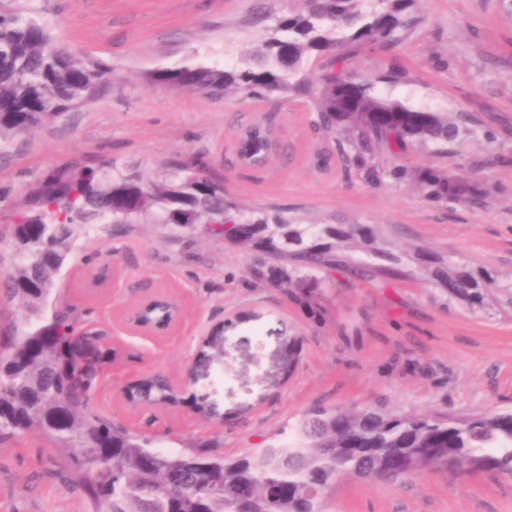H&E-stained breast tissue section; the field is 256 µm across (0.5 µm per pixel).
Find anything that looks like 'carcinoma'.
<instances>
[{
    "instance_id": "1",
    "label": "carcinoma",
    "mask_w": 512,
    "mask_h": 512,
    "mask_svg": "<svg viewBox=\"0 0 512 512\" xmlns=\"http://www.w3.org/2000/svg\"><path fill=\"white\" fill-rule=\"evenodd\" d=\"M416 0H305L303 10L276 20L255 49L234 66L188 65L158 70L157 83L209 96L233 88L245 98L290 91L315 98L319 128L340 135L349 159L369 181H412L433 202L479 203L485 184L438 168L395 163L409 144L444 148L461 127L442 112L409 106L375 91L343 65L351 48L394 50L416 22ZM329 58L318 91L307 80L309 62ZM108 68L58 45L38 20L0 3V138L23 134L94 97ZM173 166L158 183L105 168L54 169L13 214V272L0 294L19 300L26 319L4 329L0 353V440L41 434L65 450L69 473L93 512H323L324 498L346 475L394 480L425 468L512 472V411L465 418L398 414L377 406L317 407L294 429L291 441L269 443L234 459L166 452L153 441L95 415L89 392L103 358L98 351L80 372L69 365L64 341L76 339L68 312L52 297L51 274L62 269L80 239L129 224L149 209L160 224L216 226L205 233L264 256L254 276H278L286 288L337 266H356L353 253L377 260L384 277L408 275L414 265L427 285L481 309L496 274L487 268L417 249L403 257L370 224H298L285 212L247 209L224 194V181L202 169L191 180ZM132 403L169 405L177 391L157 375L127 387Z\"/></svg>"
}]
</instances>
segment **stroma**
Wrapping results in <instances>:
<instances>
[{
    "label": "stroma",
    "instance_id": "35a3bbf8",
    "mask_svg": "<svg viewBox=\"0 0 512 512\" xmlns=\"http://www.w3.org/2000/svg\"><path fill=\"white\" fill-rule=\"evenodd\" d=\"M54 40L110 70L92 99L30 132L0 140V276L13 251L10 224L54 168L110 163L162 180L170 162L223 179L248 208L287 211L301 224H376L397 249L417 247L493 270L482 310L420 281L382 283L349 272L321 278L310 303L251 270L259 254L149 214L81 240L54 282L77 333L109 354L89 393L95 414L154 440L158 449L235 458L288 439L311 408L380 405L398 413L463 417L512 411V0H417V24L393 51L369 46L347 65L383 96L469 118L447 151L413 146L412 167L482 180L484 202L432 203L407 182L372 184L319 129L309 97H209L152 82L160 68L234 65L274 19L301 0H20ZM400 69L399 82L384 75ZM276 143L266 164L239 161L252 125ZM182 316L143 335L126 312L153 294ZM233 319L225 355L189 374L204 336ZM298 363L285 373L289 353ZM170 378L180 401L135 406L132 381ZM206 397L214 415L196 414ZM44 437L0 443V512H87ZM325 512H512V475L429 468L395 480L341 478Z\"/></svg>",
    "mask_w": 512,
    "mask_h": 512
}]
</instances>
